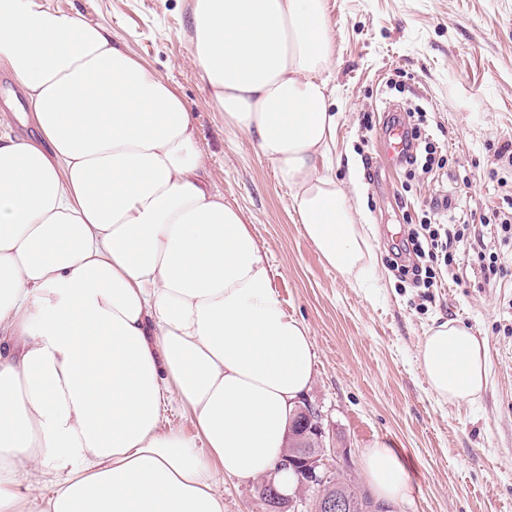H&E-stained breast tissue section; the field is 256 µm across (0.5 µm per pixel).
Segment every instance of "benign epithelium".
Wrapping results in <instances>:
<instances>
[{"mask_svg":"<svg viewBox=\"0 0 512 512\" xmlns=\"http://www.w3.org/2000/svg\"><path fill=\"white\" fill-rule=\"evenodd\" d=\"M297 414L311 422L308 432L297 436L305 451L298 454L291 450L283 462L301 472L302 478L288 495L279 493L270 478L257 481L267 506L276 512H352V498L336 487L335 480V471L346 458L345 449L327 446L320 410L304 402L298 406Z\"/></svg>","mask_w":512,"mask_h":512,"instance_id":"1","label":"benign epithelium"}]
</instances>
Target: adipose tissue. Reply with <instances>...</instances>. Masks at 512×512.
I'll return each mask as SVG.
<instances>
[{"label": "adipose tissue", "instance_id": "obj_1", "mask_svg": "<svg viewBox=\"0 0 512 512\" xmlns=\"http://www.w3.org/2000/svg\"><path fill=\"white\" fill-rule=\"evenodd\" d=\"M190 29L225 124L273 166L327 265L361 286L380 257L328 160L325 0H193ZM0 69L42 136L0 133V512H224L221 475L272 473L290 493L281 462L312 337L214 189L177 90L49 0H0ZM420 360L442 401L485 388V342L464 326L432 329ZM171 405L194 436L162 425ZM361 470L397 512L410 488L388 445Z\"/></svg>", "mask_w": 512, "mask_h": 512}]
</instances>
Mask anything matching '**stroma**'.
<instances>
[{
	"label": "stroma",
	"mask_w": 512,
	"mask_h": 512,
	"mask_svg": "<svg viewBox=\"0 0 512 512\" xmlns=\"http://www.w3.org/2000/svg\"><path fill=\"white\" fill-rule=\"evenodd\" d=\"M109 28L180 94L212 183L268 251L275 290L310 330L305 399L359 471L373 442L400 457L411 493L398 512H512V240L484 215L512 214V0H325L336 86L330 157L381 257L348 285L296 221L286 187L246 136L224 124L191 63L193 0H53ZM413 106L437 148L431 172L381 166L388 107ZM453 224L455 261L437 287L400 282L387 260L410 225ZM495 258V271L475 264ZM487 344L488 377L470 403H446L420 367L444 321ZM224 512H265L252 480L219 477Z\"/></svg>",
	"instance_id": "35a3bbf8"
}]
</instances>
